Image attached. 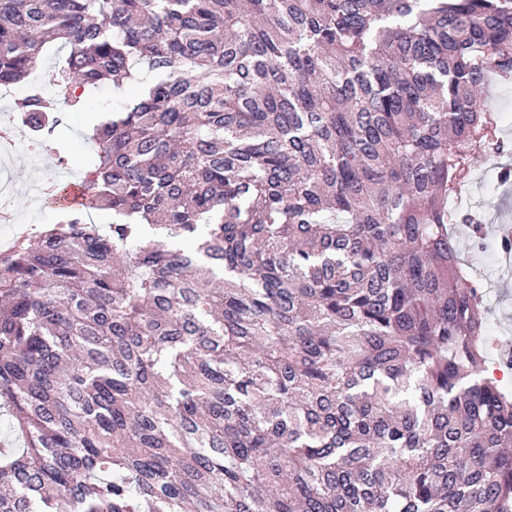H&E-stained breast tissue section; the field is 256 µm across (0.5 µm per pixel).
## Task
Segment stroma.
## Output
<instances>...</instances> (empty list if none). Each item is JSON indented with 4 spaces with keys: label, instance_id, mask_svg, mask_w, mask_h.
I'll return each mask as SVG.
<instances>
[{
    "label": "stroma",
    "instance_id": "35a3bbf8",
    "mask_svg": "<svg viewBox=\"0 0 512 512\" xmlns=\"http://www.w3.org/2000/svg\"><path fill=\"white\" fill-rule=\"evenodd\" d=\"M64 54V49L60 48L44 56L27 83L14 85L13 98L22 97L31 83L41 86L46 96H54L56 66ZM13 98L0 97V122L14 120L15 114L11 109ZM126 101V94L109 84L89 91L84 109L67 112L55 151L38 154L21 147L11 158L0 160V178L10 183L13 189L12 203L33 230L56 223L60 210L47 200L33 201L31 188L63 172L84 174L94 155L89 129L95 116L104 108H122ZM506 166L512 167V154L486 157L456 200L459 208L471 211L478 217L486 233L485 239L489 242L497 241L504 229L512 228V182L505 184L500 180V172ZM458 242L464 258L476 271L484 288L492 342L487 350V365L496 371L502 385L512 389V370L501 371L497 368L499 355L512 349V265L502 263L499 256L471 251L466 235H459Z\"/></svg>",
    "mask_w": 512,
    "mask_h": 512
}]
</instances>
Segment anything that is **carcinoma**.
<instances>
[{
	"mask_svg": "<svg viewBox=\"0 0 512 512\" xmlns=\"http://www.w3.org/2000/svg\"><path fill=\"white\" fill-rule=\"evenodd\" d=\"M58 42L64 105L130 101L0 253V512H512L448 205L512 151V0H0V84ZM488 104L504 118L499 124L503 136L512 141V80L504 81L496 76L488 79Z\"/></svg>",
	"mask_w": 512,
	"mask_h": 512,
	"instance_id": "1",
	"label": "carcinoma"
}]
</instances>
